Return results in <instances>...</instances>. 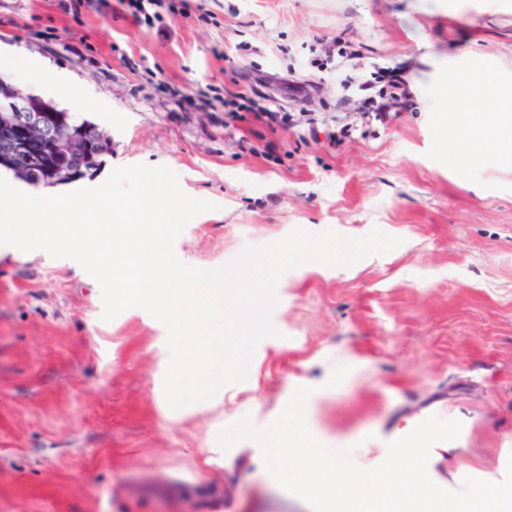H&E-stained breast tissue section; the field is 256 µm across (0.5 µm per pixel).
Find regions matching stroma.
<instances>
[{
  "instance_id": "35a3bbf8",
  "label": "stroma",
  "mask_w": 512,
  "mask_h": 512,
  "mask_svg": "<svg viewBox=\"0 0 512 512\" xmlns=\"http://www.w3.org/2000/svg\"><path fill=\"white\" fill-rule=\"evenodd\" d=\"M62 0H0V49L78 82L112 151L67 191L117 167L165 165L185 194L215 203L175 243L214 269L300 227L400 237L349 267L285 272L242 381L172 409L166 330L132 307L102 318L99 283L35 250L0 258V512H308L260 467L223 449L242 418L270 426L296 388L319 433L392 437L410 422L467 418L437 468L491 470L512 449V167L474 177L448 163L442 83L483 65L512 71V0H189L187 15L137 24L120 4L64 12ZM84 42L82 55L59 38ZM412 101L397 122L360 123L379 68ZM167 83L212 97L177 102ZM257 87L319 129L360 124L341 151L289 134L239 146L224 100Z\"/></svg>"
}]
</instances>
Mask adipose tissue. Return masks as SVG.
Wrapping results in <instances>:
<instances>
[{"label": "adipose tissue", "instance_id": "adipose-tissue-1", "mask_svg": "<svg viewBox=\"0 0 512 512\" xmlns=\"http://www.w3.org/2000/svg\"><path fill=\"white\" fill-rule=\"evenodd\" d=\"M448 140L454 164L480 173L487 160L512 161V86L484 69L446 86Z\"/></svg>", "mask_w": 512, "mask_h": 512}]
</instances>
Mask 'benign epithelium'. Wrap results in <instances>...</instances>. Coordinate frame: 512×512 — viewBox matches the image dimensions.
I'll use <instances>...</instances> for the list:
<instances>
[{
  "instance_id": "7a95c632",
  "label": "benign epithelium",
  "mask_w": 512,
  "mask_h": 512,
  "mask_svg": "<svg viewBox=\"0 0 512 512\" xmlns=\"http://www.w3.org/2000/svg\"><path fill=\"white\" fill-rule=\"evenodd\" d=\"M0 143L9 148L0 150V165L16 164L15 149L49 150L55 164L43 177L46 183L56 182L72 173H87L83 165L86 156L84 139L72 133H62L49 126L42 103L5 81L0 83Z\"/></svg>"
}]
</instances>
